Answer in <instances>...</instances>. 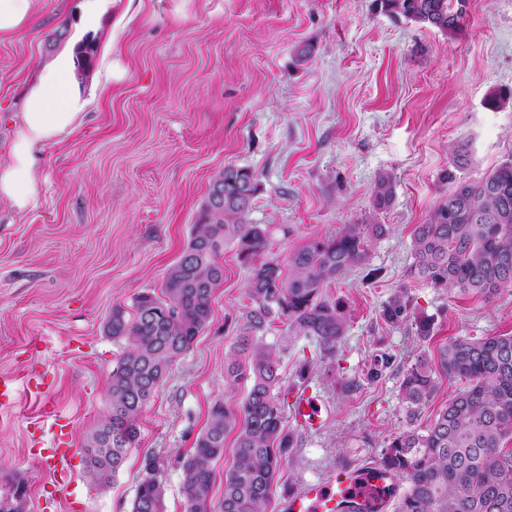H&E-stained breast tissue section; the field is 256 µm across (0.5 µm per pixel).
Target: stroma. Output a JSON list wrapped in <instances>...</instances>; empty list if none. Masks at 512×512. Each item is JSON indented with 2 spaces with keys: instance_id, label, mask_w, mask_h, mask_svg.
Masks as SVG:
<instances>
[{
  "instance_id": "35a3bbf8",
  "label": "stroma",
  "mask_w": 512,
  "mask_h": 512,
  "mask_svg": "<svg viewBox=\"0 0 512 512\" xmlns=\"http://www.w3.org/2000/svg\"><path fill=\"white\" fill-rule=\"evenodd\" d=\"M84 8L85 0H37L31 23L0 38V163L23 94L58 48L55 33L74 35ZM463 24L450 35L392 17L378 0H114L84 42L82 79L103 93L78 129L41 153L36 206L0 202V375L37 386L0 398V486L25 479L26 512H44L50 499L54 512H130L148 456L166 461V512H185L179 454L193 448L215 402L234 412L247 392L228 375L244 358L251 307V268L237 241L224 244L209 323L169 366L140 418L137 448L109 485L90 479L84 448L110 407L107 384L124 350L105 322L116 306L133 317L136 296L161 288L225 166L257 177L248 221L269 229L265 257L287 261L347 224L389 227L365 266L324 290L349 320L333 363L281 321L263 336L282 350L284 384L307 386L323 406L321 427L300 432L267 512H281L295 485L379 462L409 425L400 382L420 353L435 359L454 338L512 335V287L488 299L409 275L413 230L448 196L439 176L453 147L469 146L457 171L466 180L512 159V102L485 105L492 91H512V0H467ZM382 174L395 195L377 213L372 188ZM402 286L417 314L433 316L431 336L382 321L383 303ZM382 354L392 365L367 379ZM354 378L359 387L346 390ZM47 402L71 423L63 480L38 457L52 433Z\"/></svg>"
}]
</instances>
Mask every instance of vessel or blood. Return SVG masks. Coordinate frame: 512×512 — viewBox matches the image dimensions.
<instances>
[{"label":"vessel or blood","instance_id":"vessel-or-blood-1","mask_svg":"<svg viewBox=\"0 0 512 512\" xmlns=\"http://www.w3.org/2000/svg\"><path fill=\"white\" fill-rule=\"evenodd\" d=\"M290 411L297 424L311 430L322 422L321 405L310 390L291 395ZM54 424L53 445L44 457L58 471H65L71 454L65 423L56 421L54 409H45ZM400 479L390 470L374 464L362 468H338L328 478L308 481L285 494L283 512H390Z\"/></svg>","mask_w":512,"mask_h":512}]
</instances>
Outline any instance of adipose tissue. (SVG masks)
I'll list each match as a JSON object with an SVG mask.
<instances>
[{
	"label": "adipose tissue",
	"mask_w": 512,
	"mask_h": 512,
	"mask_svg": "<svg viewBox=\"0 0 512 512\" xmlns=\"http://www.w3.org/2000/svg\"><path fill=\"white\" fill-rule=\"evenodd\" d=\"M80 66L75 43H67L43 62L25 92L8 159L0 164V201L16 210L37 203V164L43 147L64 140L83 122L89 100L78 75Z\"/></svg>",
	"instance_id": "obj_1"
}]
</instances>
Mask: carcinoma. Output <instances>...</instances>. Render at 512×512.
<instances>
[{
  "mask_svg": "<svg viewBox=\"0 0 512 512\" xmlns=\"http://www.w3.org/2000/svg\"><path fill=\"white\" fill-rule=\"evenodd\" d=\"M385 11L450 35L461 27L466 0H381ZM469 160L467 144L453 149L452 167L440 180L449 185L429 222L414 230L410 275L432 288L491 297L512 287V159L476 180L455 170ZM221 187L224 200L212 196ZM258 190L254 173L227 166L212 183L191 237L169 267L160 293H140L135 313L126 319L112 310L105 332L125 343L112 366L111 408L89 439L87 470L107 483L122 467L140 436L139 419L154 397L169 365L186 353L211 316L213 295L224 281L220 255L224 240L238 239L245 263L264 252L268 226L250 224L247 214ZM394 198L391 177L381 175L372 190L376 212ZM388 225L349 224L330 239L312 240L288 257V271L271 258L251 269L239 346L245 366L231 364L229 375L249 382L234 418L224 404H214L191 451L181 455L185 512H212L211 463L224 455V436L239 424L236 448L224 477L218 512H266L283 465L293 456L298 436L287 426L280 387L279 355L262 335L277 319L288 321L296 336L316 341L321 359H336L347 332L343 301L323 297L324 286L368 259L370 244L384 237ZM382 320L389 326L413 321L420 336L431 334L430 317L412 313L406 289L385 302ZM467 385L448 399L435 419L396 433L380 464L402 477L407 488L395 512H512V335L459 337L443 347L439 363L425 353L402 374L400 395L411 420H417L438 391L439 375ZM162 460L148 457L131 512H164Z\"/></svg>",
  "mask_w": 512,
  "mask_h": 512,
  "instance_id": "cac0c4a2",
  "label": "carcinoma"
}]
</instances>
